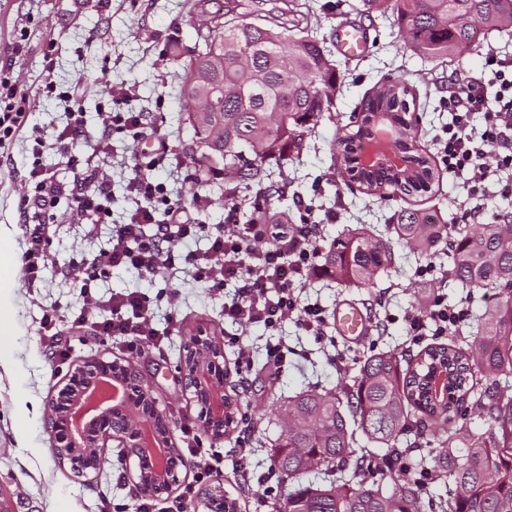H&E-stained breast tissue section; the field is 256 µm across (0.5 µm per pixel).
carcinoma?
Returning a JSON list of instances; mask_svg holds the SVG:
<instances>
[{"mask_svg": "<svg viewBox=\"0 0 512 512\" xmlns=\"http://www.w3.org/2000/svg\"><path fill=\"white\" fill-rule=\"evenodd\" d=\"M235 0L216 4L194 0L193 9L210 15V25L196 30L194 48L179 43L171 53L185 59L188 79L183 98L212 95L218 108L190 118L199 156L197 176L214 172L211 158L224 163V178L258 180L266 165L281 166L332 106L336 61L301 30L288 36L272 26L228 18ZM399 29L415 54L431 60L456 58L477 44L481 25L512 26V0H395ZM407 87L389 78L362 102L364 123L402 127L408 110ZM372 135L338 141L337 159L367 192L402 184L406 196L427 192L436 178L432 157L417 140L405 137L391 145L404 156L402 173L369 172L356 165V154ZM397 237L420 249L439 232L451 231L450 271L461 288H499L505 294L482 316L474 347L465 352L439 344L422 351L414 363L394 352L367 358L346 399L304 391L288 398L284 413L288 435L271 449L274 468L297 483L278 512H418V487L406 481L391 491L361 477L363 449L356 433L391 450L415 421L443 429L446 438L438 464L448 477L447 512H512V396L500 391L499 377H512V224H484L477 234L448 229L418 209L398 212ZM389 246L362 227L347 230L323 253V276L345 286L369 282L392 264ZM448 371V398L431 396L428 380L434 363ZM480 373L489 385L472 383ZM485 411L490 437L463 431L457 417L466 403ZM324 471L318 482L299 478Z\"/></svg>", "mask_w": 512, "mask_h": 512, "instance_id": "cac0c4a2", "label": "carcinoma"}]
</instances>
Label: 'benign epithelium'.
Wrapping results in <instances>:
<instances>
[{
  "mask_svg": "<svg viewBox=\"0 0 512 512\" xmlns=\"http://www.w3.org/2000/svg\"><path fill=\"white\" fill-rule=\"evenodd\" d=\"M179 381L187 399L200 408L204 432L224 438V342L215 333L197 329L184 337ZM447 383V371L432 372L435 396L448 394ZM45 421L55 460L85 482L102 472L114 442L122 449L129 481L142 496L171 494L190 468L154 381L128 360H78L48 396ZM199 506L203 512H224V483L203 489Z\"/></svg>",
  "mask_w": 512,
  "mask_h": 512,
  "instance_id": "obj_1",
  "label": "benign epithelium"
}]
</instances>
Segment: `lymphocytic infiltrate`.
Masks as SVG:
<instances>
[{"instance_id": "f902f5d3", "label": "lymphocytic infiltrate", "mask_w": 512, "mask_h": 512, "mask_svg": "<svg viewBox=\"0 0 512 512\" xmlns=\"http://www.w3.org/2000/svg\"><path fill=\"white\" fill-rule=\"evenodd\" d=\"M70 102L67 123L54 140H46L39 128L28 127L27 113L5 105L0 110V151L10 149L18 138L32 145L33 161L28 173L31 186L20 200L23 217L22 264L29 291H36L48 260L50 230L58 219L92 226L112 217V191L90 161L76 153L86 137V121L78 105L77 89L62 94ZM449 121L434 136L438 161L449 173L461 176L467 206L460 219L478 220L480 202L489 183H497L501 195L512 194V54L492 52L483 70L452 71L448 76ZM148 126L142 112L101 114L98 146L107 150L115 133L141 139ZM64 156L72 180L58 179L44 165L45 153ZM153 164L138 161L135 175L126 184L134 208L125 223L114 226L109 249L99 251L85 264L88 281H104L113 269L126 268L155 276L174 261L173 248L182 241L206 237L205 251L187 252L183 261L195 281L210 291L223 292L233 285L234 294L224 304V316L242 327L261 325L275 330L288 321L319 336L323 333V310L318 304L301 303L299 292L319 273L320 249L316 224L287 226L275 215L262 224H238L236 209H229L225 224L207 226L198 214L208 198L197 195L191 203L171 199L162 182L152 174ZM110 318H101V311ZM467 309L434 297L425 309L406 314L411 336L425 331L447 334L463 322ZM154 304L145 293L131 291L110 295L84 291L76 328L89 327L96 335L134 352L161 347L164 334L153 323Z\"/></svg>"}]
</instances>
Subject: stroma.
Masks as SVG:
<instances>
[{"label": "stroma", "instance_id": "1", "mask_svg": "<svg viewBox=\"0 0 512 512\" xmlns=\"http://www.w3.org/2000/svg\"><path fill=\"white\" fill-rule=\"evenodd\" d=\"M239 18L256 24L284 28L300 25L337 54L340 29L358 26L368 40L364 54L339 57L340 78L333 108L307 135L299 155L273 171L269 182L245 181L227 185L223 175L210 181L196 179L191 146L194 130L187 120L186 103L179 88L186 79L182 62L169 56L165 48L176 40L193 46L196 38L191 18L192 0H83L74 8L72 0H0V81L14 90L13 103L29 114V124L52 136L66 121L67 105L57 95L45 91L46 82L64 90L78 86L87 118V137L78 150L91 153L99 128V114L107 104L111 89L129 86L132 93L120 104L123 112H145L152 119L139 143L122 134L112 138V150L99 157V174L112 187V221L98 225L94 236L69 223H60L50 245L38 300H31L24 283H16L11 303L16 311L11 372L0 377V504L8 512H100L103 502H130L132 486L119 463L107 465L90 483L76 480L69 469L56 464L44 420L45 401L50 391L65 378L71 365L84 357L101 355L118 359L124 352L111 337L94 335L88 329L72 328L71 322L82 305L81 263L109 247L112 227L127 221L133 208L125 197V183L133 173L136 153L150 149L155 136L164 137L171 151L156 156L153 173L164 182L171 198L191 200L204 193L209 207L201 212L206 224L223 223L229 204L238 207L239 223H246L253 201L269 185L285 186L274 208L289 222L305 221L321 226L320 247L364 224L387 234L395 213L405 208L423 209L438 215L445 224L455 223L460 204L466 198L462 180L439 172L429 192L413 197H379L347 184L336 164V140L356 132L354 114L364 95L388 77L402 79L410 88L411 113L418 122L416 139L429 154H436L434 135L448 121L445 100L448 75L457 69L478 70L488 53L512 54V27L486 28L479 43L462 57L448 62L426 60L411 50L397 25L393 0L363 13L361 0H238ZM54 45V67L45 71L43 52ZM31 167L25 141L19 140L8 155L0 156V225L8 230L9 247L22 252L20 196ZM336 213L334 222H325L326 213ZM393 264L378 274L372 284L341 286L318 277L303 288V303H316L325 312L347 301L367 312L370 332L361 343L351 344L327 327V336L316 339L295 322L276 330L262 326L248 329L224 318V299L233 295L226 286L223 296L211 295L191 279L182 261H175L165 273L145 278L128 269L113 270L110 279L96 282L97 293L140 291L156 300L154 322L167 331L162 352L150 349L133 354V362L153 376L158 396L176 419L177 427L198 423L199 408L186 401L178 383V364L183 338L199 328L217 336L242 335L251 348L254 368L246 382L236 387L241 411L254 425L246 449H239L236 432L224 439L203 436L204 448L221 452L224 466L219 475L227 496L238 498L240 512H277L289 486L279 476L269 475V450L284 430L278 411L280 402L306 390L341 394L352 385L360 366L370 356L396 351L415 356L429 345L453 344L468 348L473 342L484 311L500 299L498 289L477 288L463 292L453 277L440 276L423 283L415 270L427 255L400 241H392ZM180 291L178 311H171L165 299L169 289ZM445 295L449 304L467 306L470 315L458 328L442 337L427 335L420 340L408 336L403 316L425 308L435 294ZM57 309L58 344L40 336L46 310ZM279 344L288 350V363L281 372L266 363V348ZM443 434H408L400 439L401 464L418 466L426 462L432 478L424 491L420 512H440L439 503L448 497V480L437 464ZM401 464L389 467L369 464L364 475L369 480L393 488L401 480ZM249 478H242V470Z\"/></svg>", "mask_w": 512, "mask_h": 512}]
</instances>
